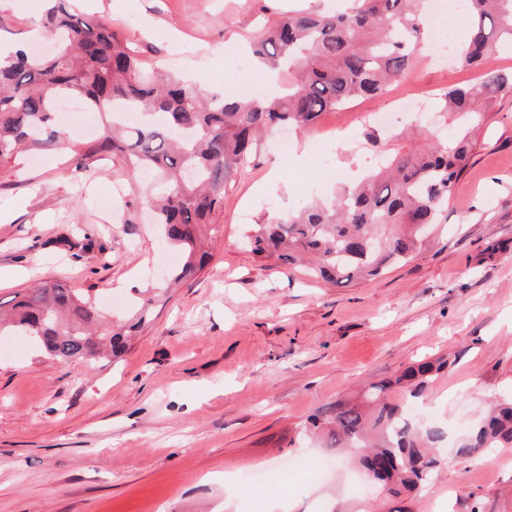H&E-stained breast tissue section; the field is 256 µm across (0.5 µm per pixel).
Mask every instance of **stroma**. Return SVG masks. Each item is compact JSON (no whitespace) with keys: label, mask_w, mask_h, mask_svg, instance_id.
Segmentation results:
<instances>
[{"label":"stroma","mask_w":512,"mask_h":512,"mask_svg":"<svg viewBox=\"0 0 512 512\" xmlns=\"http://www.w3.org/2000/svg\"><path fill=\"white\" fill-rule=\"evenodd\" d=\"M328 0H87L90 14L139 42L156 70L201 78L221 91L258 84L246 38L277 13L326 7ZM45 0H0L9 18L0 39L25 43ZM443 49L420 43L394 85L427 99L435 117L426 139L450 137L438 119L448 87L475 83L478 71L437 64ZM388 96L361 99L293 133L283 156L264 149L224 187V206L207 227L210 259L194 280L168 287L170 249L149 224L129 218L138 194L104 157L94 179L68 154L40 146L0 166V301L42 283H60L126 315L138 291L157 296L152 322L116 362L65 363L26 336L0 338V512H215L235 492L234 512L277 503V512H333L354 499L346 472L302 474L287 485L254 486L252 473L287 468L320 452L310 417L354 400L370 383L409 362L447 357L430 387L424 418L468 434L488 403L512 394V94L499 97L480 146L448 200V230L432 247L384 276L332 286L282 272L243 244L249 225L314 200L322 178L316 139L357 126L332 165L344 179L367 160L394 152L409 114L391 118L367 144L366 111L387 112ZM280 179L265 185L273 164ZM22 177H13L15 169ZM98 228L91 248L84 229ZM432 483L407 496L411 512H512V450L491 448L480 461L439 452Z\"/></svg>","instance_id":"stroma-1"}]
</instances>
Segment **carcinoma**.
I'll return each instance as SVG.
<instances>
[{"label": "carcinoma", "instance_id": "cac0c4a2", "mask_svg": "<svg viewBox=\"0 0 512 512\" xmlns=\"http://www.w3.org/2000/svg\"><path fill=\"white\" fill-rule=\"evenodd\" d=\"M46 28L64 46L46 57L18 48L0 63V163L29 142L60 144L75 168L93 177L90 160L110 154L129 180L147 171L162 192L136 185L162 239L181 251L173 280L204 269L207 225L224 205L231 172L259 156L263 138L282 126L304 131L326 112L399 81L426 36L427 0H350L340 12L280 14L251 37L253 56L288 73L282 95L228 99L201 84L145 69L141 52L108 22L79 11L81 0H46ZM468 34L458 49L466 66L484 71L474 86H451L444 114L455 133L421 148L398 150L363 179L299 212L276 214L245 235L250 251L332 285L371 280L424 252L447 223L448 198L474 155L475 130L488 121V103L512 93V72L486 68V59L512 47V0H467ZM87 100L102 114L96 138L75 140L56 121L58 103ZM137 114L134 124L118 118ZM155 296L143 294L136 322L101 327L96 302L61 285L30 288L0 308V336H30L49 357L87 362L118 357L127 338L149 323ZM448 360L406 366L393 379L370 384L358 401L321 410L312 429L358 466L380 493L398 497L430 481L446 440L439 426H417L407 405L423 398ZM398 387L403 399L390 398ZM512 447V397L504 398L456 446V456Z\"/></svg>", "mask_w": 512, "mask_h": 512}]
</instances>
